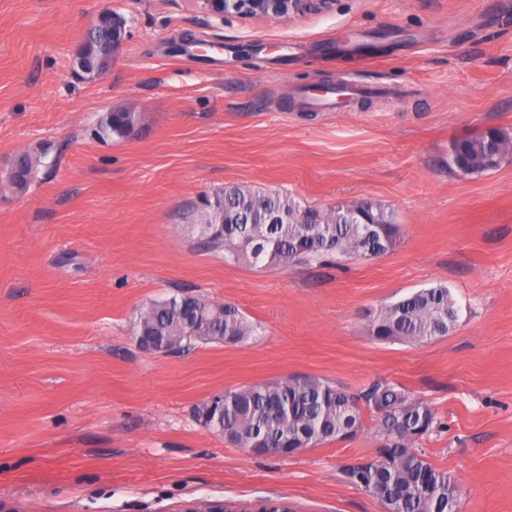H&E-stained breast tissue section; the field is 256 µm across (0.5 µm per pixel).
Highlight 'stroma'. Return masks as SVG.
I'll return each instance as SVG.
<instances>
[{"mask_svg": "<svg viewBox=\"0 0 512 512\" xmlns=\"http://www.w3.org/2000/svg\"><path fill=\"white\" fill-rule=\"evenodd\" d=\"M106 7L128 38L88 82L71 59ZM346 80L367 94L310 106L314 85ZM111 109L144 121L99 141ZM488 128L512 134V0H335L278 21L201 0H0V178L17 154L42 159L25 192H0V512H385L342 475L376 459L374 414L288 457L194 417L289 376L400 385L443 424L420 446L460 512H512V158L448 167L453 141ZM230 184L321 209L378 201L400 234L371 260L231 263L189 229ZM438 284L459 308L448 336H371L382 305ZM180 291L237 305L256 333L182 356L141 347L139 308Z\"/></svg>", "mask_w": 512, "mask_h": 512, "instance_id": "1", "label": "stroma"}]
</instances>
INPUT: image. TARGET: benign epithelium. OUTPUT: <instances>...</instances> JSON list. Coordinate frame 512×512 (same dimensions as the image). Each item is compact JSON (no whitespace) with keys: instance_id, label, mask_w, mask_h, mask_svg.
Wrapping results in <instances>:
<instances>
[{"instance_id":"benign-epithelium-1","label":"benign epithelium","mask_w":512,"mask_h":512,"mask_svg":"<svg viewBox=\"0 0 512 512\" xmlns=\"http://www.w3.org/2000/svg\"><path fill=\"white\" fill-rule=\"evenodd\" d=\"M204 7L213 15L223 18L234 15L242 18H264L277 20L285 17L301 16L311 13L328 11L334 0H202ZM112 20V45L107 54L108 63L105 66L95 67L88 56L79 52L72 60V70L76 76L83 80L97 81L108 72L112 62L119 55L128 37L126 24L120 21L107 7L99 12L95 22L105 19Z\"/></svg>"}]
</instances>
